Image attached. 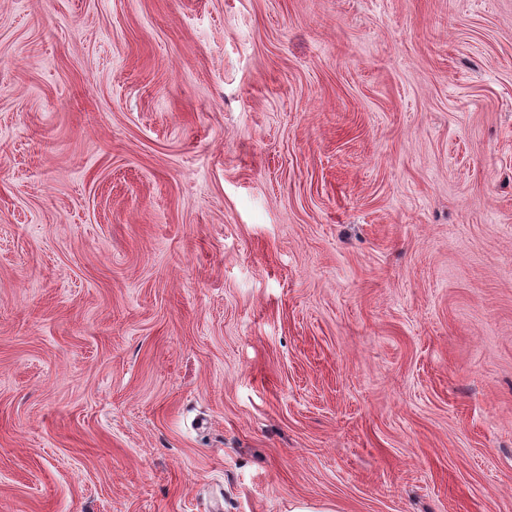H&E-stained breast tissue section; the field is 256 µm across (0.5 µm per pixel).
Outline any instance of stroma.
I'll return each mask as SVG.
<instances>
[{
	"label": "stroma",
	"mask_w": 512,
	"mask_h": 512,
	"mask_svg": "<svg viewBox=\"0 0 512 512\" xmlns=\"http://www.w3.org/2000/svg\"><path fill=\"white\" fill-rule=\"evenodd\" d=\"M512 512V0H0V512Z\"/></svg>",
	"instance_id": "35a3bbf8"
}]
</instances>
